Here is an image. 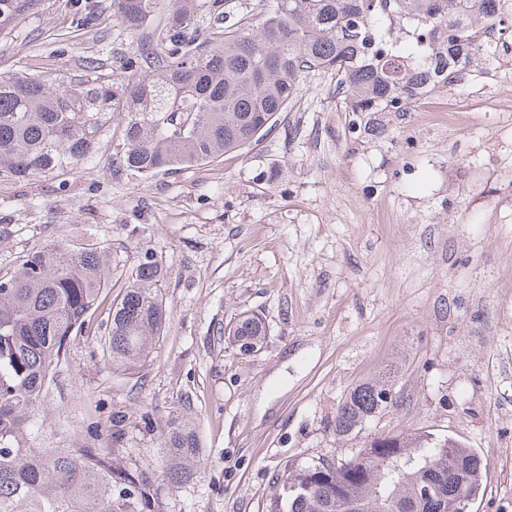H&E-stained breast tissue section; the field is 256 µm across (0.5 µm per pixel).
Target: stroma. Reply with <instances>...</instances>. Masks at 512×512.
<instances>
[{
	"label": "stroma",
	"instance_id": "obj_1",
	"mask_svg": "<svg viewBox=\"0 0 512 512\" xmlns=\"http://www.w3.org/2000/svg\"><path fill=\"white\" fill-rule=\"evenodd\" d=\"M112 0H41L0 35V73L59 81L123 66L145 31ZM504 42L405 112H347L336 76L308 72L259 141L204 166L112 179L105 127L77 169L0 181V276L50 240L94 242L112 283L153 253L166 270L163 336L134 373L71 337L44 391V448H113L157 468L158 512H267L290 464L336 461L378 435L464 441L485 467L470 512H512V2ZM259 315V351L228 337ZM387 380L397 398L338 440V406ZM127 416L113 440V412ZM191 421L202 453L170 484L163 431Z\"/></svg>",
	"mask_w": 512,
	"mask_h": 512
}]
</instances>
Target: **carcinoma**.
I'll return each instance as SVG.
<instances>
[{
	"label": "carcinoma",
	"instance_id": "1",
	"mask_svg": "<svg viewBox=\"0 0 512 512\" xmlns=\"http://www.w3.org/2000/svg\"><path fill=\"white\" fill-rule=\"evenodd\" d=\"M40 0H0V33ZM499 0H268L235 18L229 0H174L156 43L126 62L128 79H101L99 63L58 83L40 74L0 76V180L57 176L89 159L101 129L117 117L124 150L114 177L148 179L209 163L266 134L293 102L304 75L336 74L348 112H401L419 88L456 81L500 25ZM158 0H112V17L151 26ZM211 37L191 38L198 18ZM419 26L402 40L392 25ZM163 274L149 255L107 308L103 356L131 370L166 325ZM109 265L95 243L77 250L50 242L0 277V512H157L153 479L100 448L37 447L36 412L69 338L89 328L108 287ZM246 351L260 347L263 320L242 316L231 331ZM386 381L353 388L336 411V437L358 434L392 402ZM169 479L190 478L200 441L189 421L164 435ZM483 487V465L464 442L430 433L372 439L340 462L288 467L270 512H451Z\"/></svg>",
	"mask_w": 512,
	"mask_h": 512
}]
</instances>
